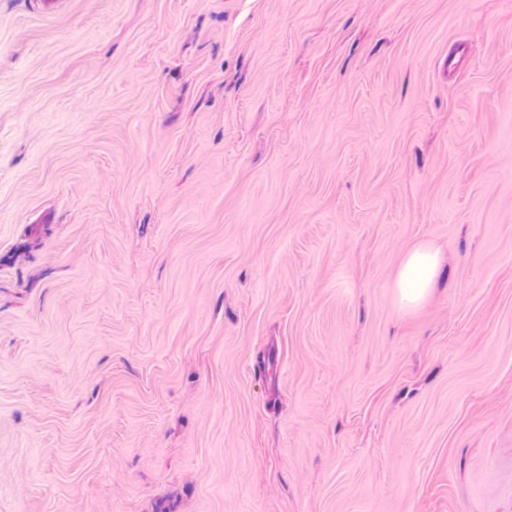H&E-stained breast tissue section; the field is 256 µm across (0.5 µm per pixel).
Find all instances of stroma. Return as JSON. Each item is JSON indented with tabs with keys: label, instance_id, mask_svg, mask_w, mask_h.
Wrapping results in <instances>:
<instances>
[{
	"label": "stroma",
	"instance_id": "1",
	"mask_svg": "<svg viewBox=\"0 0 512 512\" xmlns=\"http://www.w3.org/2000/svg\"><path fill=\"white\" fill-rule=\"evenodd\" d=\"M0 512H512V0H0ZM441 267L439 254L428 248H418L406 257L395 288L400 302L412 305L422 300L435 280Z\"/></svg>",
	"mask_w": 512,
	"mask_h": 512
}]
</instances>
